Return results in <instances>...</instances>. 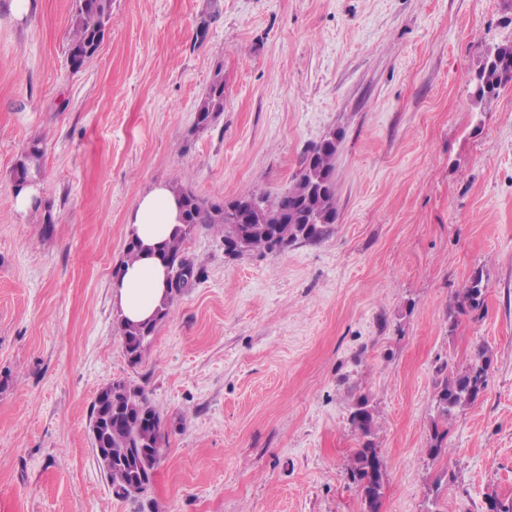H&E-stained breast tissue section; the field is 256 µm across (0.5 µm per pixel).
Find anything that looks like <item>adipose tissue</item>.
Instances as JSON below:
<instances>
[{"instance_id":"ef3b65f1","label":"adipose tissue","mask_w":512,"mask_h":512,"mask_svg":"<svg viewBox=\"0 0 512 512\" xmlns=\"http://www.w3.org/2000/svg\"><path fill=\"white\" fill-rule=\"evenodd\" d=\"M180 222L179 202L164 183L143 192L127 216V231L143 247L140 258L122 265L112 282V305L123 320L152 318L166 291V268L156 255Z\"/></svg>"}]
</instances>
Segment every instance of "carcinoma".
Masks as SVG:
<instances>
[{
	"instance_id": "carcinoma-1",
	"label": "carcinoma",
	"mask_w": 512,
	"mask_h": 512,
	"mask_svg": "<svg viewBox=\"0 0 512 512\" xmlns=\"http://www.w3.org/2000/svg\"><path fill=\"white\" fill-rule=\"evenodd\" d=\"M111 21L112 0H76L69 47L72 69H80L96 53ZM506 66L512 68V43L489 48L471 77L482 87L479 96L471 97L473 108H481L505 88L502 73ZM223 110L224 79L217 74L197 107V125L207 126L212 113ZM336 153V134L331 133L303 155L288 189L274 197L250 188L224 202H207L186 188L173 186L180 199V224L172 239L158 249V257L170 268L180 263L182 272L177 287L168 288L153 320L130 324L117 318L118 333L132 363L142 360L157 325L167 317L174 300L201 280L200 269L184 248L196 228L217 230L223 237L224 250L231 256L277 252L298 241L312 242L323 237L337 217ZM35 174H43V151L37 143L20 155L14 168V187H20ZM486 291L487 283L478 270L464 288L462 311L481 310ZM490 367L491 356L483 349L464 371L445 375L435 395L438 419L446 421L455 411L473 404L485 388ZM351 422L365 441L351 456L349 480L375 474L376 482L364 488L360 496L365 512H378L384 467L369 440L374 414L367 399L354 403ZM89 426L94 445L101 450L98 461L112 493L121 499L147 493L163 452V417L158 406L141 387L115 381L98 391L91 405ZM445 438V432L434 428L433 443L426 449L431 459L448 454Z\"/></svg>"
}]
</instances>
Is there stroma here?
Listing matches in <instances>:
<instances>
[{
  "instance_id": "35a3bbf8",
  "label": "stroma",
  "mask_w": 512,
  "mask_h": 512,
  "mask_svg": "<svg viewBox=\"0 0 512 512\" xmlns=\"http://www.w3.org/2000/svg\"><path fill=\"white\" fill-rule=\"evenodd\" d=\"M0 0V512H363L348 479L364 397L386 469L379 512H488L512 499V85L483 111L468 75L512 42V0H112L79 70L75 0ZM224 109L196 107L215 73ZM338 220L316 242L226 255L139 364L111 283L125 217L156 183L224 201L284 191L330 131ZM44 151L52 221L14 208L13 169ZM485 309L454 315L474 271ZM493 358L480 397L438 422L439 366ZM114 380L163 415L148 493L100 471L91 404ZM448 453H426L433 428Z\"/></svg>"
}]
</instances>
